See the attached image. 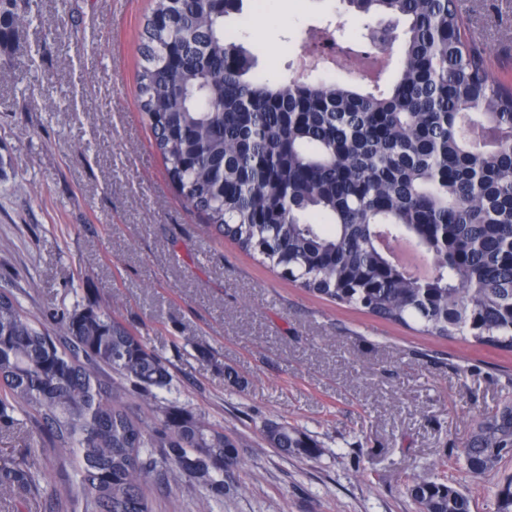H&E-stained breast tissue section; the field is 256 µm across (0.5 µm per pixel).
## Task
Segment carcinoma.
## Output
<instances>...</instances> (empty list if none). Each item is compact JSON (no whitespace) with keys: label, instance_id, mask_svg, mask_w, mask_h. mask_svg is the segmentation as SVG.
Here are the masks:
<instances>
[{"label":"carcinoma","instance_id":"cac0c4a2","mask_svg":"<svg viewBox=\"0 0 512 512\" xmlns=\"http://www.w3.org/2000/svg\"><path fill=\"white\" fill-rule=\"evenodd\" d=\"M363 16L406 22L401 64L385 84L273 82L232 33L244 0H152L137 75L141 112L183 200L216 233L308 292L437 338L512 350V87L494 79L454 0H344ZM33 20L31 0L0 6V46ZM432 261L425 288L392 264L384 242ZM37 323L0 290V428L24 417L66 452L67 498L47 467L0 465V502L44 497L52 512H152L145 488L164 473L208 503L233 490L237 441L201 415L154 406L150 426L115 372L147 398L169 384L163 359L87 296ZM285 455L321 448L288 422L265 425ZM512 446V394L463 448L479 477ZM144 448L162 449L145 460ZM419 512H472L444 475L405 485ZM512 512V475L493 489Z\"/></svg>","mask_w":512,"mask_h":512}]
</instances>
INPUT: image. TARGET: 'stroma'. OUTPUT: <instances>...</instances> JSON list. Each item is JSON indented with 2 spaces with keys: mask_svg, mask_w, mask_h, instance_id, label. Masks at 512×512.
I'll return each instance as SVG.
<instances>
[{
  "mask_svg": "<svg viewBox=\"0 0 512 512\" xmlns=\"http://www.w3.org/2000/svg\"><path fill=\"white\" fill-rule=\"evenodd\" d=\"M491 75L512 85V0H456ZM39 22L0 48V289L49 320L94 296L166 359L159 401L201 413L239 446L237 491L208 506L189 483L146 490L152 512H417L408 477L445 464L496 512L512 461L475 478L459 461L512 391V352L428 337L312 295L211 233L177 195L137 99L150 0H33ZM343 0H266L243 40L264 75L296 74L312 30L365 42ZM288 421L322 446L286 456ZM63 473L29 425L0 431V462ZM264 439L285 455L315 459L321 448L304 430L288 422H271L265 425Z\"/></svg>",
  "mask_w": 512,
  "mask_h": 512,
  "instance_id": "stroma-1",
  "label": "stroma"
}]
</instances>
